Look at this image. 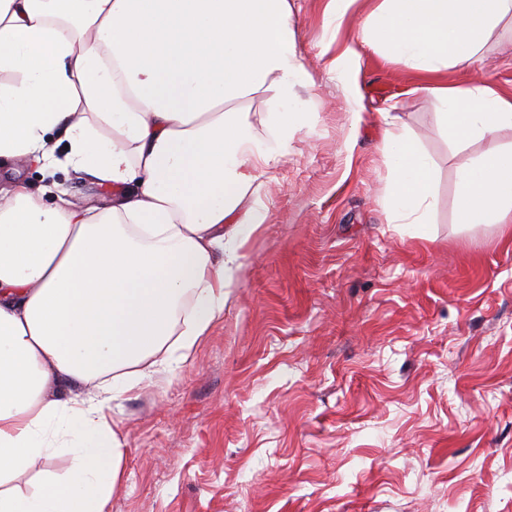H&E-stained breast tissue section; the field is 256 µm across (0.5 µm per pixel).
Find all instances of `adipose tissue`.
I'll use <instances>...</instances> for the list:
<instances>
[{
    "label": "adipose tissue",
    "instance_id": "1",
    "mask_svg": "<svg viewBox=\"0 0 512 512\" xmlns=\"http://www.w3.org/2000/svg\"><path fill=\"white\" fill-rule=\"evenodd\" d=\"M365 40L434 75L481 61L512 0H380ZM0 158L66 161L117 194L111 206L51 203L18 184L0 196V512H107L122 477L112 402L187 362L224 314L241 252L263 223L240 206L279 155L291 91L305 80L288 0H0ZM275 89L276 112L226 101ZM450 141L487 145L457 168L462 223H512V95L430 85ZM388 208L424 228L434 166L388 134ZM63 481H16L60 449Z\"/></svg>",
    "mask_w": 512,
    "mask_h": 512
}]
</instances>
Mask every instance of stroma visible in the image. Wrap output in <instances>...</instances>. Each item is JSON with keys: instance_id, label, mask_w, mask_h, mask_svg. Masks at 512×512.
<instances>
[{"instance_id": "stroma-1", "label": "stroma", "mask_w": 512, "mask_h": 512, "mask_svg": "<svg viewBox=\"0 0 512 512\" xmlns=\"http://www.w3.org/2000/svg\"><path fill=\"white\" fill-rule=\"evenodd\" d=\"M289 2L305 82L286 151L241 204L264 222L192 357L113 400L108 512H512V239L456 212L457 164L484 145L450 143L421 74L361 42L372 0L340 23L329 0ZM350 46L358 108L333 65ZM437 80L512 93V20ZM389 132L434 164L425 229L386 212ZM14 182L85 208L116 193L1 160Z\"/></svg>"}]
</instances>
